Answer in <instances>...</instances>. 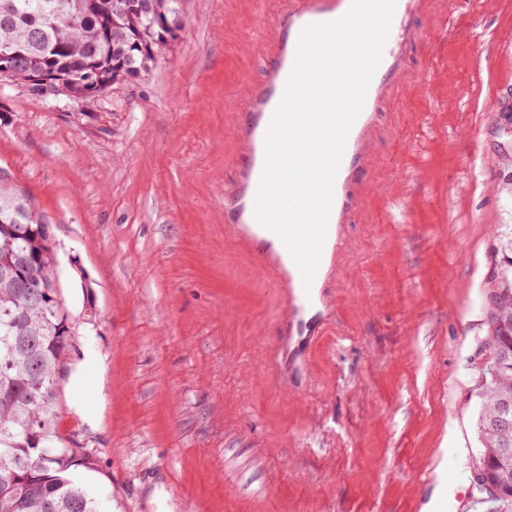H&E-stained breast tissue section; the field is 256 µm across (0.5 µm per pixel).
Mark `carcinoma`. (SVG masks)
<instances>
[{
    "instance_id": "cac0c4a2",
    "label": "carcinoma",
    "mask_w": 512,
    "mask_h": 512,
    "mask_svg": "<svg viewBox=\"0 0 512 512\" xmlns=\"http://www.w3.org/2000/svg\"><path fill=\"white\" fill-rule=\"evenodd\" d=\"M125 0H0V46L21 54L17 79L46 73L58 91L81 92L84 70L100 81L115 72L137 78L177 38V0L153 11H127ZM495 277L487 288L512 295V230L495 236ZM52 224L32 200L0 176V512H100V502L73 474L95 470L57 428L55 378L67 366L78 327L60 310ZM512 397V364L489 352L480 368L481 444L476 465L496 468L499 444L490 423Z\"/></svg>"
}]
</instances>
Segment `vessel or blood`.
I'll return each instance as SVG.
<instances>
[{
    "mask_svg": "<svg viewBox=\"0 0 512 512\" xmlns=\"http://www.w3.org/2000/svg\"><path fill=\"white\" fill-rule=\"evenodd\" d=\"M352 4L353 0H283L273 16L258 18L263 43L273 49V65L264 84L249 83L244 90L241 151L236 159L237 177L230 193L232 206L225 230L255 249L273 277L283 300L284 334L292 343L302 342L308 335L306 317L310 312L325 314L331 309L325 287L337 271L343 229L370 188L368 167L372 141L382 117L380 108L406 82L408 53L424 47L426 41L417 20L434 12L436 0H396L379 65L345 141L320 263L312 286L307 289L285 243L256 219L255 201L265 165L267 134L295 65L299 36L308 26L339 20Z\"/></svg>",
    "mask_w": 512,
    "mask_h": 512,
    "instance_id": "obj_1",
    "label": "vessel or blood"
}]
</instances>
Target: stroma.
<instances>
[{"mask_svg": "<svg viewBox=\"0 0 512 512\" xmlns=\"http://www.w3.org/2000/svg\"><path fill=\"white\" fill-rule=\"evenodd\" d=\"M180 0L148 73L84 102L0 83V171L54 225L78 334L58 430L103 512H422L468 490L491 229L512 224V0H438L387 107L334 311L277 358L283 305L224 235L255 12Z\"/></svg>", "mask_w": 512, "mask_h": 512, "instance_id": "stroma-1", "label": "stroma"}]
</instances>
